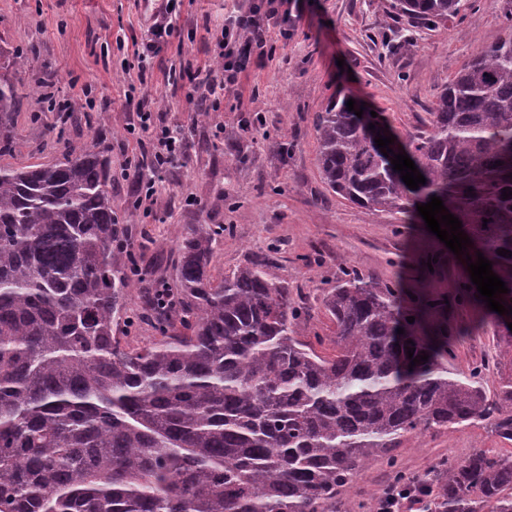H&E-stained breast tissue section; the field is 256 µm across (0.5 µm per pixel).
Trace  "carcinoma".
<instances>
[{"mask_svg": "<svg viewBox=\"0 0 512 512\" xmlns=\"http://www.w3.org/2000/svg\"><path fill=\"white\" fill-rule=\"evenodd\" d=\"M392 8L429 25L462 4ZM18 101L1 79L0 156ZM429 115L428 133L398 142L426 179L412 190L376 146L380 117L331 103L315 126L322 180L373 210L440 197L512 299V257L497 254L512 252V14ZM111 185L95 141L0 166V512H356L338 495L370 464L399 488L412 481L398 454L408 437L485 422L512 441V375L491 397L481 367L449 369L443 302L422 292L404 308L393 285L345 268L321 289L336 334L320 355L272 257L213 281L222 224L187 228L172 283L146 292L138 315L155 336L123 345L122 299L145 277L121 247L131 229ZM407 345L428 360L408 368ZM417 488L427 512H512V455L449 458Z\"/></svg>", "mask_w": 512, "mask_h": 512, "instance_id": "carcinoma-1", "label": "carcinoma"}]
</instances>
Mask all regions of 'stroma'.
<instances>
[{"label":"stroma","instance_id":"35a3bbf8","mask_svg":"<svg viewBox=\"0 0 512 512\" xmlns=\"http://www.w3.org/2000/svg\"><path fill=\"white\" fill-rule=\"evenodd\" d=\"M453 20L437 26L396 14L392 0H274L287 14L291 34L270 27L271 57L254 62L224 89L223 109L196 120L191 84L174 87L170 69L213 60L215 37L231 8L229 0H181L177 29L147 72H140L135 44L163 0H0V75L19 86L12 120L17 145L0 166L48 163L58 152L50 133L72 84L95 89V107L69 120L64 137L76 145L101 137L112 160V207L132 225V251L153 279L171 270L184 228L220 224L224 237L210 264L223 279L247 259L273 254L293 298L308 306L310 326L333 335L335 325L320 304V291L342 268L380 281L418 288L449 300L441 318L455 331L450 366L468 372L485 367L484 387L494 393L506 370L496 367L499 329L480 309L455 302L467 276L464 257L454 255L425 225L397 210H369L344 200L323 183L315 124L332 102L352 99L380 114L399 138L426 130L437 93L481 47L504 34L512 0H463ZM38 54L23 73L14 54L29 46ZM141 84L156 119L180 128L186 150L157 187L156 213L132 206L136 186L123 179L126 155L135 151L126 127L133 115L124 98L128 84ZM221 141H214L216 128ZM437 258L428 269L429 258ZM478 448L512 453V441L475 422L428 431L404 440L401 468L425 475L445 457L461 459Z\"/></svg>","mask_w":512,"mask_h":512}]
</instances>
